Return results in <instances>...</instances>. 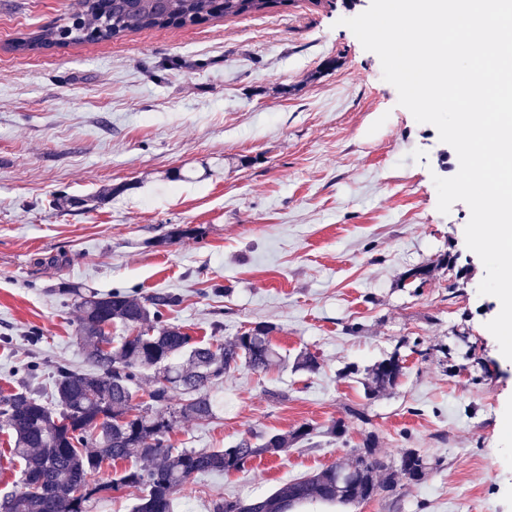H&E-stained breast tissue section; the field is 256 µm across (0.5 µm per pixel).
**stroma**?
<instances>
[{"label": "stroma", "mask_w": 512, "mask_h": 512, "mask_svg": "<svg viewBox=\"0 0 512 512\" xmlns=\"http://www.w3.org/2000/svg\"><path fill=\"white\" fill-rule=\"evenodd\" d=\"M74 2L0 0V394L84 366L60 286L168 291L169 322L195 340L266 322L282 359L225 375L214 418L178 423L172 447L310 430L280 456L193 476L173 512L268 495L346 461L369 430L386 459L415 448L434 468L397 498L293 512H512V360L486 327L501 304L478 292L468 206L437 209L455 150L340 24L371 0L15 50ZM177 226L190 236L166 243ZM304 353L318 371L296 369ZM394 354L396 386L368 393L366 369Z\"/></svg>", "instance_id": "1"}]
</instances>
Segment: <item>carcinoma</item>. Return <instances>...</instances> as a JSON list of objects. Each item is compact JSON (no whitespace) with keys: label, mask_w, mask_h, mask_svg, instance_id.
Returning a JSON list of instances; mask_svg holds the SVG:
<instances>
[{"label":"carcinoma","mask_w":512,"mask_h":512,"mask_svg":"<svg viewBox=\"0 0 512 512\" xmlns=\"http://www.w3.org/2000/svg\"><path fill=\"white\" fill-rule=\"evenodd\" d=\"M279 0H78L69 24L47 27L16 41L14 48L30 51L51 45L109 40L148 28L194 25L212 18L261 11ZM59 293L75 299L80 311L78 335L95 372L59 365L54 372L56 405L22 389L0 400V416L8 431L10 455L24 463L20 486L0 499V512H92L94 504L120 487H140L144 495L133 512H172L173 492L194 474L239 471L252 460L278 455L288 444L309 435L299 427L291 434H274L233 448L174 452L167 433L181 419L214 417L209 385L245 366L265 371L277 362L270 334L274 326L258 324L214 346L193 339L167 322L165 311L181 298L167 292L143 297L114 288L110 292ZM138 329L117 345L106 328L112 322ZM154 371L151 405L133 401L148 371ZM401 367L395 356L368 370L371 386L396 384ZM180 402L172 404V392ZM368 433L363 447L349 462L297 479L271 494L244 502L226 499L213 512H290L306 502L344 506L364 503L386 493L399 496L421 483L429 461L416 448L402 450L398 462H386ZM139 458L145 468H131L109 482L96 479L103 461Z\"/></svg>","instance_id":"carcinoma-1"}]
</instances>
